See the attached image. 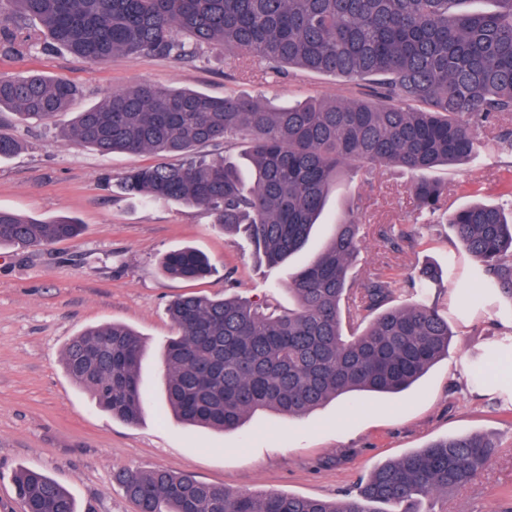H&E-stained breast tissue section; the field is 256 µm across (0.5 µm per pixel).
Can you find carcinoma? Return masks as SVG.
<instances>
[{"label":"carcinoma","mask_w":512,"mask_h":512,"mask_svg":"<svg viewBox=\"0 0 512 512\" xmlns=\"http://www.w3.org/2000/svg\"><path fill=\"white\" fill-rule=\"evenodd\" d=\"M470 0H0V40L37 21L50 44L77 58L116 54L189 58L202 45L245 52L272 68L296 67L370 82L369 97L316 99L272 108L257 98H216L142 85L112 92L77 113L68 137L108 155L150 153L161 160L126 172L121 188L144 202L167 200L207 209L214 224L242 231L275 266L299 253L321 217L331 187L364 167L401 168L416 220L446 224L471 262L483 300L512 313V177L500 204L442 208L438 166L512 156V130H483L512 120V0L461 10ZM78 87L30 73L0 79V111L47 122L67 111ZM248 144L253 181L236 163L209 157ZM20 142L0 119V158ZM177 155L178 164L163 161ZM359 204L336 224L319 256L288 281L295 308L274 314L236 298L186 295L168 314L177 329L161 349L165 399L180 421L237 429L257 411L304 416L332 399L408 389L448 356V314L438 304H399L398 274L353 276L360 253ZM69 216L52 220L0 209V247L31 248L79 236ZM395 249L410 232L382 235ZM162 271L195 281L211 272L192 248L167 253ZM413 291L441 288L443 271L407 274ZM512 350V329L475 352L472 375ZM146 344L120 323L74 337L64 352L68 375L98 406L140 421L139 370ZM497 452L484 435L445 437L374 467L353 493L336 500L269 493L236 494L222 485L163 469L116 475L137 512H420L419 502L472 482ZM22 512H78L71 494L40 470L14 477Z\"/></svg>","instance_id":"obj_1"}]
</instances>
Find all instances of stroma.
<instances>
[{
  "mask_svg": "<svg viewBox=\"0 0 512 512\" xmlns=\"http://www.w3.org/2000/svg\"><path fill=\"white\" fill-rule=\"evenodd\" d=\"M25 32L23 45L0 47V78L35 71L73 81L83 94L46 124L5 115L23 148L0 159V209L42 220L74 216L84 229L76 239L48 246L0 248V512H20L12 476L23 467L39 468L66 487L79 512H136L114 480L127 468L189 472L254 497L278 492L335 499L376 465L442 437L475 433L498 440L496 456L476 480L424 502L425 512H512V414L493 405L489 391L512 374V353L488 364L484 381L467 368L473 350L512 328L504 309L450 317L447 358L396 396L370 395L355 407L337 399L302 419L259 411L244 427L224 432L162 414L157 350L175 333L169 302L191 293L236 295L288 310L294 300L287 285L297 262L322 250L353 198L362 200L360 273L447 267L454 236L444 224H415L410 174L374 168L340 181L298 261L271 267L243 235L216 229L204 208L125 197L122 176L153 163V155H103L65 135L75 113L140 84L251 96L279 108L356 95V82L303 69L278 74L247 54L217 47L182 61L115 56L100 63L47 48L38 23L28 22ZM510 164L504 155L434 169L446 186L443 207L469 204L466 187L494 189ZM396 224L413 233L412 247L396 251L382 242L379 230ZM186 246L209 258L210 275L183 281L162 272V257ZM112 321L135 329L148 347L139 373L147 401L135 424L100 408L64 369L66 344Z\"/></svg>",
  "mask_w": 512,
  "mask_h": 512,
  "instance_id": "35a3bbf8",
  "label": "stroma"
}]
</instances>
